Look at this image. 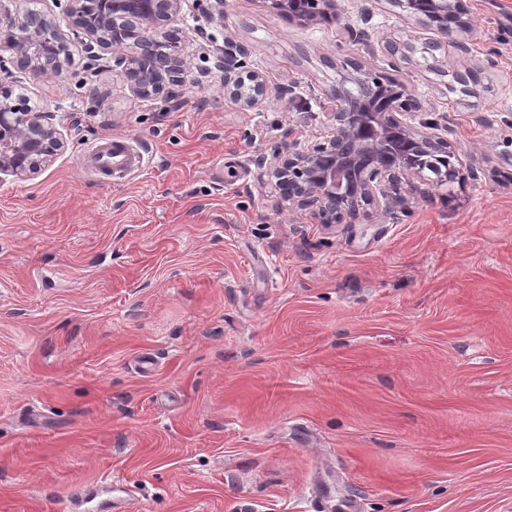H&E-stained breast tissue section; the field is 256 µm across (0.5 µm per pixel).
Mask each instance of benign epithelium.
Returning <instances> with one entry per match:
<instances>
[{"label":"benign epithelium","mask_w":512,"mask_h":512,"mask_svg":"<svg viewBox=\"0 0 512 512\" xmlns=\"http://www.w3.org/2000/svg\"><path fill=\"white\" fill-rule=\"evenodd\" d=\"M187 0H108L98 20L84 21L86 0H70L67 29L49 11L24 10L22 19L8 8L0 11V38L12 51L11 66H0V183L7 178H35L67 145L52 112L29 106L3 81L21 73L38 78L59 74L70 60L71 39L81 41L86 67L95 71L105 59L122 68L130 92L141 100L166 98L178 102L186 63L162 48L168 26ZM300 26L331 20L350 34L363 53L376 47L366 31L342 23L340 0H263ZM399 14L414 19L434 38L416 45L389 40L381 52L405 63L416 53L441 75H448L436 51L454 46L471 53L472 28L468 0H387ZM244 45L214 51V68L222 73L224 94L247 108L269 98L265 76L247 70ZM337 88L326 94L328 132L324 142L303 145L288 136L272 154L252 158L259 177L276 179L288 203L306 211L319 224H372L374 211L393 214L407 208L410 198L433 174L432 182L448 185L475 174L474 158L450 138L448 124L422 117V104L407 85L386 79L361 58L340 64Z\"/></svg>","instance_id":"7a95c632"}]
</instances>
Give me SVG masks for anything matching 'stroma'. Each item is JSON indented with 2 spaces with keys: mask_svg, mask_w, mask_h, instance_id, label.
Listing matches in <instances>:
<instances>
[{
  "mask_svg": "<svg viewBox=\"0 0 512 512\" xmlns=\"http://www.w3.org/2000/svg\"><path fill=\"white\" fill-rule=\"evenodd\" d=\"M374 39L422 36L388 0H344ZM479 97L421 58L375 68L447 114L481 169L372 224L282 204L251 162L317 141L307 95L246 110L214 49L271 86L335 85L331 24L264 0L176 21L181 104L121 69L13 89L72 122L29 181L0 184V512H65L79 483L136 487L134 512H512V0H470ZM138 139L150 167L105 181L88 146Z\"/></svg>",
  "mask_w": 512,
  "mask_h": 512,
  "instance_id": "35a3bbf8",
  "label": "stroma"
}]
</instances>
